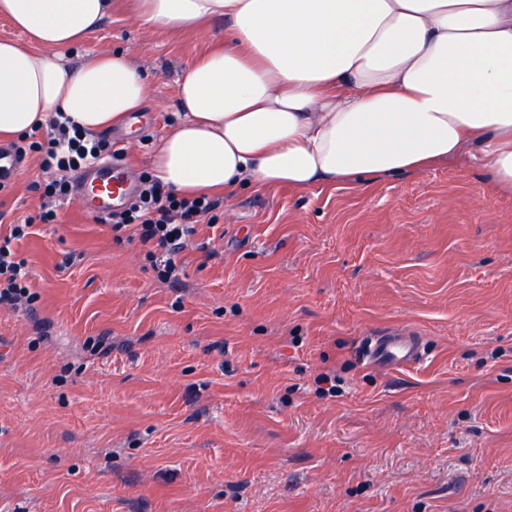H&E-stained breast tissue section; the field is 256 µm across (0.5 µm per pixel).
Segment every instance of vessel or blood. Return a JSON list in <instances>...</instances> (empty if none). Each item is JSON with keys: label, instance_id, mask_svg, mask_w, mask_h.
<instances>
[{"label": "vessel or blood", "instance_id": "vessel-or-blood-1", "mask_svg": "<svg viewBox=\"0 0 512 512\" xmlns=\"http://www.w3.org/2000/svg\"><path fill=\"white\" fill-rule=\"evenodd\" d=\"M22 165L23 158L16 149L0 148V184L13 182ZM72 182L73 194L82 211L97 218L111 217L113 212L129 206L139 189L126 160L120 155L91 166L74 176ZM365 355L376 366L399 370L419 360L422 350L417 336L395 330L372 336Z\"/></svg>", "mask_w": 512, "mask_h": 512}]
</instances>
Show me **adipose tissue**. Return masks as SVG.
Segmentation results:
<instances>
[{"mask_svg": "<svg viewBox=\"0 0 512 512\" xmlns=\"http://www.w3.org/2000/svg\"><path fill=\"white\" fill-rule=\"evenodd\" d=\"M119 0H0L30 46L0 40V139L60 116L88 133L141 111L126 50L67 55ZM144 27L226 23L178 80V121L152 157L184 195L367 186L473 160L512 194V0H130Z\"/></svg>", "mask_w": 512, "mask_h": 512, "instance_id": "adipose-tissue-1", "label": "adipose tissue"}]
</instances>
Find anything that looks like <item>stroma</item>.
Segmentation results:
<instances>
[{"mask_svg": "<svg viewBox=\"0 0 512 512\" xmlns=\"http://www.w3.org/2000/svg\"><path fill=\"white\" fill-rule=\"evenodd\" d=\"M223 36L121 8L87 39L150 77L140 136L111 130L133 176ZM50 135L0 186L1 233L36 221V299L0 308V512H512V195L477 165L217 198L162 281L73 199L37 222ZM395 328L423 354L388 371L363 345Z\"/></svg>", "mask_w": 512, "mask_h": 512, "instance_id": "35a3bbf8", "label": "stroma"}]
</instances>
